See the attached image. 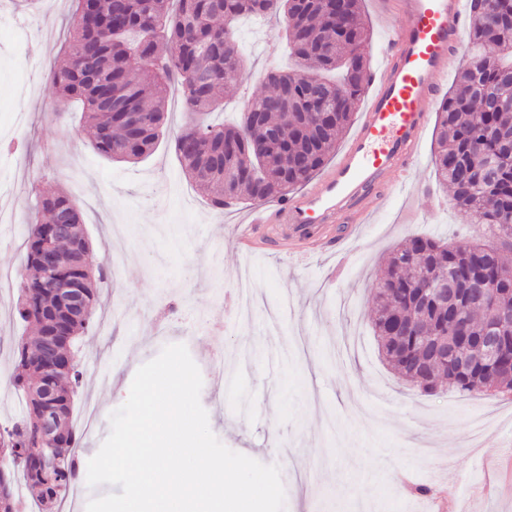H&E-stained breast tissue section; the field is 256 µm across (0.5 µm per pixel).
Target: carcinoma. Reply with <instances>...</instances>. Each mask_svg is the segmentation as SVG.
<instances>
[{"instance_id": "obj_1", "label": "carcinoma", "mask_w": 512, "mask_h": 512, "mask_svg": "<svg viewBox=\"0 0 512 512\" xmlns=\"http://www.w3.org/2000/svg\"><path fill=\"white\" fill-rule=\"evenodd\" d=\"M245 15L280 24L293 66L267 74L273 91L245 101L240 122L212 126L201 116L222 105L218 91L224 80L247 69L235 36ZM369 39L361 0H76L68 50L62 65L51 70L50 81L56 109L80 101L93 148L124 162H135L154 148L163 135L169 93L177 90L189 121L174 138L175 153L212 209L222 212L242 199L283 200L326 165L365 92L367 64L359 48ZM469 40L468 63L438 109L433 164L439 181L458 200L456 207L473 223L487 225L490 237L450 244L408 236L386 260L379 282L387 291H375L372 315L384 359L427 394L445 384L478 393L480 381L506 383L512 376V354L496 366L476 362L465 371L450 360L427 373L417 369L424 342L436 336L441 319L440 305L416 302L431 270L448 269L459 288L475 283L512 288V239L506 229L512 221V0H471ZM267 134L283 140L284 149L262 153L252 173L234 176ZM63 212L72 215V224L57 236L56 268L62 279L84 284L87 314L59 324L52 316L57 306L52 275L39 253ZM104 272L84 236L76 200L60 189L38 193L27 224L25 263L17 272L15 306L18 318L33 325L37 336L30 344H16L12 385L26 395V406L3 429L0 512H20L17 471L41 508L56 507L76 484L78 438L71 411L83 372L73 341L88 330L97 303L94 282ZM459 313L474 336L492 326V314L478 303L461 306ZM55 326L71 337L58 350L59 357H70L67 370L48 368L43 353V336ZM47 378L61 394L64 416L61 434L51 444L58 464L41 471L16 458L42 444L35 421L41 404L32 389Z\"/></svg>"}]
</instances>
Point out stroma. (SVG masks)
<instances>
[{
  "instance_id": "obj_1",
  "label": "stroma",
  "mask_w": 512,
  "mask_h": 512,
  "mask_svg": "<svg viewBox=\"0 0 512 512\" xmlns=\"http://www.w3.org/2000/svg\"><path fill=\"white\" fill-rule=\"evenodd\" d=\"M73 0H37L31 9L0 0V271L24 257L34 193L60 187L79 204L94 250L111 263L98 286L90 331L76 346L83 384L73 406L90 460L128 398L137 369L164 346L185 344L202 378L200 402L229 449L278 465L285 512H425L432 494L455 492L454 512H512V493L490 484L498 458L512 455V395L442 387L427 394L381 359L371 329L374 289L388 253L419 233L467 242L481 234L453 206L432 164L425 134L409 193L385 201L377 220L351 232L349 248L309 262L238 247L244 202L224 212L182 171L170 140L187 120L179 96L167 107L158 149L137 162L97 153L80 104L55 112L50 70L64 58ZM278 25L242 21L246 75L224 84V109L211 123L237 120L241 104L268 91ZM16 287L0 288V426L24 406L10 376L14 344L32 329L14 313ZM431 494V495H432Z\"/></svg>"
}]
</instances>
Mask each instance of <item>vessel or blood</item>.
Segmentation results:
<instances>
[{
    "mask_svg": "<svg viewBox=\"0 0 512 512\" xmlns=\"http://www.w3.org/2000/svg\"><path fill=\"white\" fill-rule=\"evenodd\" d=\"M465 0H387L399 24L386 30L388 49L359 122L336 161L277 206L255 205L244 240L289 245L308 257L345 244L331 224H368L377 202L403 191L429 122L426 102L448 86L464 40Z\"/></svg>",
    "mask_w": 512,
    "mask_h": 512,
    "instance_id": "1",
    "label": "vessel or blood"
}]
</instances>
